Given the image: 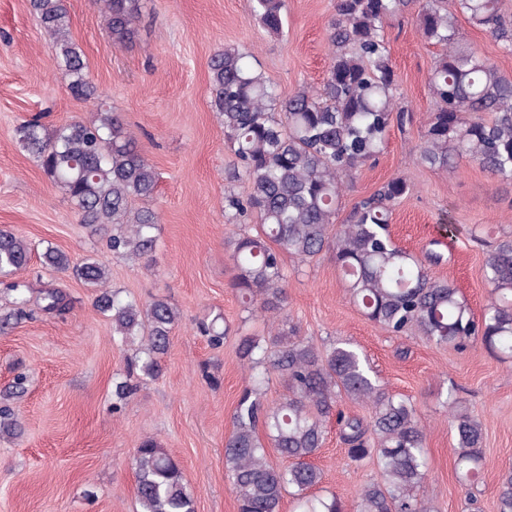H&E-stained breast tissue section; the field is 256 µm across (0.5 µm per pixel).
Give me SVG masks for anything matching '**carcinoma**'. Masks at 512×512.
Wrapping results in <instances>:
<instances>
[{
	"label": "carcinoma",
	"mask_w": 512,
	"mask_h": 512,
	"mask_svg": "<svg viewBox=\"0 0 512 512\" xmlns=\"http://www.w3.org/2000/svg\"><path fill=\"white\" fill-rule=\"evenodd\" d=\"M419 0H334L327 28L331 62L317 89H302L285 100L246 56L235 50L216 53L210 64L214 108L224 141L237 161L238 177L248 183L244 198L227 197L226 222L255 214L254 234L230 241L235 274L232 288L249 315H261L268 335L239 338L237 352L249 371L224 441V467L239 512H280L284 496L296 512H427L419 496L428 478L426 431L409 399L378 384L365 357L347 344L319 347L298 335L285 314L288 275L282 256L300 263L332 253L344 274L353 302L366 318L399 335L415 331L437 345L464 348L471 341L502 360H512V234L499 237L485 261L491 299L476 316L456 286L433 275L443 255L420 258L396 245L389 231L392 209L409 192L395 177L357 201L346 221L335 224L343 178L384 150L392 126L413 121L401 106L397 79L384 33L387 19L403 14ZM117 42L131 39L141 0H98ZM285 0H251V15L272 35L285 28ZM30 9L55 46V63L72 96L99 98L86 77L84 53L71 35L66 0H30ZM512 53V19L499 0H426L417 12L421 36L441 47L431 76L433 108L424 125L417 162L446 169L474 161L492 178L512 183V78L473 50L456 24V14ZM22 151L61 189L80 221L110 229L106 247L114 257L147 260L155 250L160 216L136 200L150 201L158 173L140 153L120 113L103 109L87 121H66L52 129L40 118L16 128ZM34 248L24 237L0 229V284L12 296L0 315V331L32 318L29 285L21 277ZM38 259L48 272L69 273L93 289V306L112 324V339L139 347L124 373L112 382V410L118 412L141 384L163 371L180 314L163 297L148 304L123 297L109 286L107 267L94 257L75 262L51 243ZM38 309L62 317L71 298L61 289L42 290ZM213 347L229 333L224 318L198 326ZM285 385L277 403L262 388L271 376ZM20 373L0 390V435L16 436L22 421L12 401L26 392ZM368 407L369 416L346 415L338 402ZM455 440V471L461 483L472 481L484 458L482 426L460 397L445 401ZM336 417L340 441L349 457H374L380 479L365 484L351 508L314 490L322 482L309 463L322 448L327 423ZM273 448L281 463L269 460ZM133 466L139 512H196L178 460L154 437L140 439ZM497 512H512V469L499 479Z\"/></svg>",
	"instance_id": "obj_1"
}]
</instances>
